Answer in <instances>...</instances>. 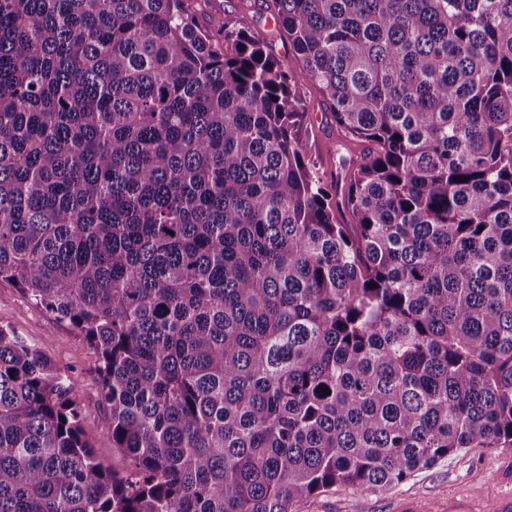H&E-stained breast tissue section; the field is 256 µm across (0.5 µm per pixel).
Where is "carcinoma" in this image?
<instances>
[{"label": "carcinoma", "instance_id": "carcinoma-1", "mask_svg": "<svg viewBox=\"0 0 512 512\" xmlns=\"http://www.w3.org/2000/svg\"><path fill=\"white\" fill-rule=\"evenodd\" d=\"M194 3L0 0V284L96 347L122 463L0 328V512H300L512 448V0H269L360 147L331 182L291 64Z\"/></svg>", "mask_w": 512, "mask_h": 512}]
</instances>
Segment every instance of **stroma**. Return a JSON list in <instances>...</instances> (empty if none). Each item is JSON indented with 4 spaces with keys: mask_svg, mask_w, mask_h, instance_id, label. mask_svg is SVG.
<instances>
[{
    "mask_svg": "<svg viewBox=\"0 0 512 512\" xmlns=\"http://www.w3.org/2000/svg\"><path fill=\"white\" fill-rule=\"evenodd\" d=\"M197 16L204 27L214 17L240 23L263 41L272 57H291L287 41L278 33L266 8V0H203ZM297 92L307 114L310 151L324 179H333L340 136L331 111L318 89L308 81L299 80ZM0 327L43 351L60 374L78 387L81 421L87 437L105 466L115 464L109 435L111 420L98 387L100 360L95 347L29 295L7 284L0 285ZM505 495H512V450L469 448L367 497L350 489H330L311 499L302 512H399L400 504L410 499L421 500L437 512L449 500L460 497L468 499L472 512H490Z\"/></svg>",
    "mask_w": 512,
    "mask_h": 512,
    "instance_id": "1",
    "label": "stroma"
}]
</instances>
